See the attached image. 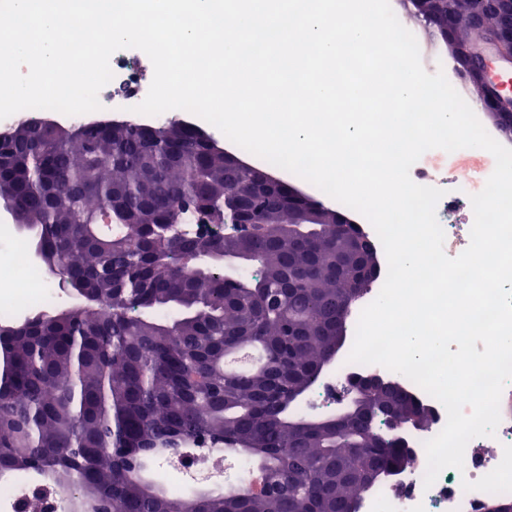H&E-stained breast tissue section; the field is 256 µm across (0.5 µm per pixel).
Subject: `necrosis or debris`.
I'll return each instance as SVG.
<instances>
[{
	"mask_svg": "<svg viewBox=\"0 0 512 512\" xmlns=\"http://www.w3.org/2000/svg\"><path fill=\"white\" fill-rule=\"evenodd\" d=\"M147 55L129 48L115 52L110 59L112 80L99 93L116 112H125L140 104L152 82L145 70ZM494 167L486 158L473 157L465 150L449 153L441 149L426 151L411 167V179L420 185L442 189L438 210L455 209L460 198L479 193ZM55 295L43 274L32 267L25 238L0 217V319L11 320L23 311L48 307ZM375 375L399 384L418 398L431 414L432 421L422 430L404 431L403 437L413 448L415 464L385 477L377 485L361 492L357 512H482L488 499L512 497V473L504 471L502 461L512 458V413L502 412L494 436L477 437L466 446L464 467L440 472L432 486H424L427 468L424 443L438 435L447 421L444 406L404 375L377 364L348 362L338 355L329 365L321 385L306 402L307 408L335 405L346 382L355 376ZM197 471L214 472L215 487L228 492L242 483H257L259 475L251 463L240 456L221 451L207 454L196 463Z\"/></svg>",
	"mask_w": 512,
	"mask_h": 512,
	"instance_id": "1",
	"label": "necrosis or debris"
}]
</instances>
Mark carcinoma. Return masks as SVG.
Here are the masks:
<instances>
[{"label": "carcinoma", "instance_id": "carcinoma-1", "mask_svg": "<svg viewBox=\"0 0 512 512\" xmlns=\"http://www.w3.org/2000/svg\"><path fill=\"white\" fill-rule=\"evenodd\" d=\"M476 0H447L411 15L453 51L482 41ZM211 141L177 120L144 130L78 123L67 133L10 129L0 157L24 227L37 231L44 264L93 298L63 315L0 324V466L30 474L92 512H357L379 483L366 473L402 441L384 436L380 409L418 401L391 385L373 393L348 426L299 416L289 392L336 347V315L350 287L330 276L347 243L338 224H306L293 245L276 225L288 207L276 191L260 204L272 227L240 234L234 197L252 189L224 168ZM224 238L198 230L200 213ZM208 246L243 251L258 272L228 279L193 273L183 257ZM172 309L164 319L149 310ZM260 349L263 363L225 368L228 355ZM208 443L247 457L265 477L256 493L172 497L138 461L159 448Z\"/></svg>", "mask_w": 512, "mask_h": 512}]
</instances>
